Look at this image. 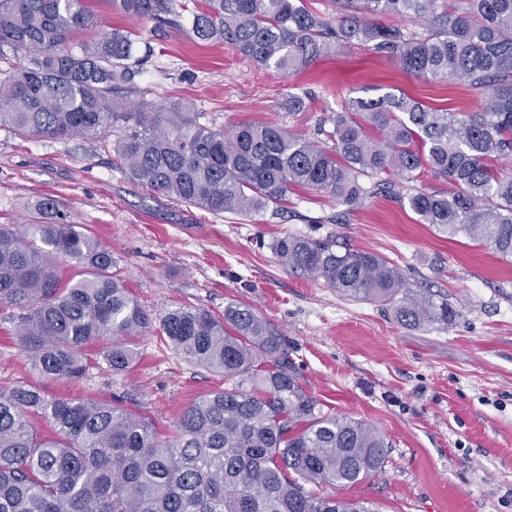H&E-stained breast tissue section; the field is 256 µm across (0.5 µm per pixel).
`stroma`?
I'll return each mask as SVG.
<instances>
[{"label": "stroma", "mask_w": 512, "mask_h": 512, "mask_svg": "<svg viewBox=\"0 0 512 512\" xmlns=\"http://www.w3.org/2000/svg\"><path fill=\"white\" fill-rule=\"evenodd\" d=\"M85 5L94 24L70 34L71 50L113 28L145 45L125 101L180 100L227 131L275 122L324 146L317 128L347 94L402 92L462 113L481 106L464 82L417 79L361 48L338 49L284 77L224 43L156 36L151 22L121 15L111 0ZM292 94L303 99L302 111L289 110ZM115 139L23 138L0 127V224L26 223L36 200L53 197L122 257L128 286L150 318L185 304L220 314L241 302L277 326L299 384L337 417L365 422L390 444L381 472L324 494L373 501L377 512H512V260L467 237L448 238L385 196L347 213L329 191L296 187L278 211L218 216L113 168L101 143ZM287 234L333 236L379 253L408 287L446 295L460 316L447 327H402L381 305L282 266L272 243ZM135 349V365L115 373L89 345L84 380L44 383L0 310V387L40 382L52 394L117 401L168 435L187 404L224 385L222 374L184 360L157 330L137 336Z\"/></svg>", "instance_id": "1"}]
</instances>
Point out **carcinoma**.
<instances>
[{"label":"carcinoma","mask_w":512,"mask_h":512,"mask_svg":"<svg viewBox=\"0 0 512 512\" xmlns=\"http://www.w3.org/2000/svg\"><path fill=\"white\" fill-rule=\"evenodd\" d=\"M160 33L189 30L224 42L260 68L288 76L338 46H361L406 73L461 80L481 95L459 116L405 94L348 97L321 132L332 148L277 123L226 133L179 101L130 105L132 33L113 29L82 47L70 32L93 24L84 0H0V125L20 137L118 133L103 148L112 164L154 192L213 214L278 208L294 186L331 191L350 212L375 196L396 199L418 222L512 257V0H336V22L308 0H203L184 25L179 0H111ZM413 14L424 28L386 26ZM28 53L29 63L12 58ZM450 188L413 185L422 171ZM278 261L355 300L390 308L410 329L448 326V297L406 286L386 257L335 239L282 236ZM122 259L69 223L55 199L33 206L19 232L0 225V308L19 310L17 336L31 368L78 382L85 347L115 373L137 357L131 338L152 320L121 275ZM76 270L63 280L60 264ZM159 331L186 361L224 373V388L191 402L172 435L118 403L50 395L34 385L0 388V512H375L368 501L317 492L382 469L388 442L366 423L338 418L297 382L281 330L250 306L219 315L194 304L166 311ZM46 433H41L34 422Z\"/></svg>","instance_id":"carcinoma-1"}]
</instances>
